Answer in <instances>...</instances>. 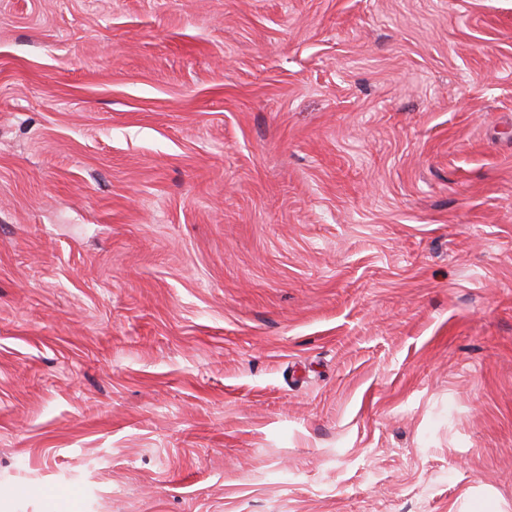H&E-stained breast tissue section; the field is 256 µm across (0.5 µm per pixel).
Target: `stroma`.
Here are the masks:
<instances>
[{
    "label": "stroma",
    "instance_id": "1",
    "mask_svg": "<svg viewBox=\"0 0 512 512\" xmlns=\"http://www.w3.org/2000/svg\"><path fill=\"white\" fill-rule=\"evenodd\" d=\"M0 512H512V0H0Z\"/></svg>",
    "mask_w": 512,
    "mask_h": 512
}]
</instances>
